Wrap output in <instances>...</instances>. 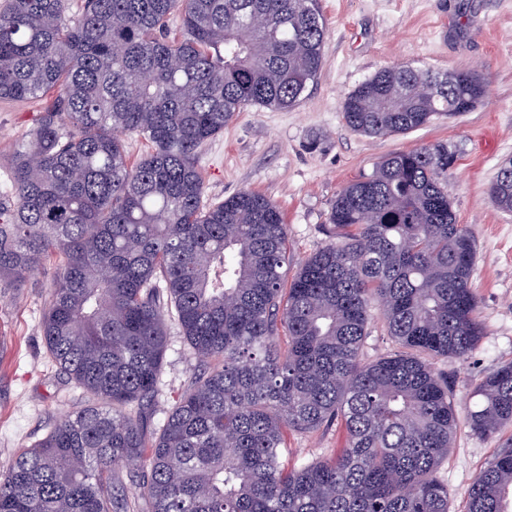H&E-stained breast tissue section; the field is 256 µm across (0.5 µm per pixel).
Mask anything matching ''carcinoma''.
I'll return each mask as SVG.
<instances>
[{"mask_svg":"<svg viewBox=\"0 0 512 512\" xmlns=\"http://www.w3.org/2000/svg\"><path fill=\"white\" fill-rule=\"evenodd\" d=\"M6 0L0 99L55 98L16 145L0 200V289L56 263L42 316L55 365L101 405L63 415L0 473V512H448L437 468L459 417L432 358L464 360L484 335L471 289L476 243L439 143L385 158L332 201L338 241L290 283L279 207L251 191L205 201L198 151L249 107L297 104L323 65L317 0ZM181 34L170 40L174 15ZM473 73L384 68L342 102L366 136L471 111ZM150 144L128 163L124 136ZM490 195L512 212V161ZM398 350L363 360L372 311ZM194 352L158 432L166 318ZM288 339L281 351L279 337ZM490 437L512 422V362L472 390ZM333 421L334 456L290 468L285 433ZM512 448L467 491V512H512Z\"/></svg>","mask_w":512,"mask_h":512,"instance_id":"carcinoma-1","label":"carcinoma"}]
</instances>
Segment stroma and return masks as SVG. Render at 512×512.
<instances>
[{
  "label": "stroma",
  "instance_id": "1",
  "mask_svg": "<svg viewBox=\"0 0 512 512\" xmlns=\"http://www.w3.org/2000/svg\"><path fill=\"white\" fill-rule=\"evenodd\" d=\"M319 8L327 34L316 81L299 104L248 108L202 147L205 197L215 203L249 190L276 203L285 216L293 273L335 241L328 213L345 185L389 155L448 144L457 161L446 187L458 223L476 240L472 288L485 334L467 359L441 358L435 368L452 382L457 409L465 411L473 386L512 361V213L500 210L489 193L500 164L512 158V0H319ZM394 66L470 70L486 93L470 112L435 118L406 134L353 132L343 119L344 98L378 70ZM39 111L36 104L0 100V192L9 186L14 148L29 136ZM54 274L46 266L35 285L6 289L0 297V471L60 416L90 401L59 372L45 346L41 320ZM166 330L161 404L167 408L207 364L174 321ZM341 444L334 423L293 435L288 460H321ZM510 446L512 425L489 438L457 428L438 468L449 512H465L466 492L480 470Z\"/></svg>",
  "mask_w": 512,
  "mask_h": 512
}]
</instances>
